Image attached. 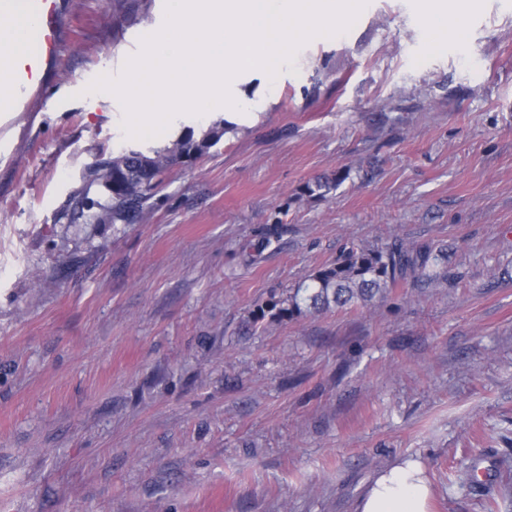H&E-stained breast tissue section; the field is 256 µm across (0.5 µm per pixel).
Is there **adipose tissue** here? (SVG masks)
I'll use <instances>...</instances> for the list:
<instances>
[{
  "label": "adipose tissue",
  "mask_w": 512,
  "mask_h": 512,
  "mask_svg": "<svg viewBox=\"0 0 512 512\" xmlns=\"http://www.w3.org/2000/svg\"><path fill=\"white\" fill-rule=\"evenodd\" d=\"M471 0H418L428 47L465 42L460 18ZM433 490L421 462L406 459L381 470L360 497L356 512H430Z\"/></svg>",
  "instance_id": "adipose-tissue-1"
}]
</instances>
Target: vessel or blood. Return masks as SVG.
<instances>
[{
  "label": "vessel or blood",
  "instance_id": "1",
  "mask_svg": "<svg viewBox=\"0 0 512 512\" xmlns=\"http://www.w3.org/2000/svg\"><path fill=\"white\" fill-rule=\"evenodd\" d=\"M25 15L29 26L21 33L22 52L9 49L10 32H0V102L13 108L43 100L47 77L64 44L62 0H0V19Z\"/></svg>",
  "mask_w": 512,
  "mask_h": 512
}]
</instances>
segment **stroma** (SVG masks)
Here are the masks:
<instances>
[{"label": "stroma", "mask_w": 512, "mask_h": 512, "mask_svg": "<svg viewBox=\"0 0 512 512\" xmlns=\"http://www.w3.org/2000/svg\"><path fill=\"white\" fill-rule=\"evenodd\" d=\"M165 0H71L47 90L0 153V512H355L419 460L432 512H512V0L429 49L369 0L242 123L183 115L135 224L73 223L96 162L149 152L83 77ZM335 189L316 191L323 180ZM447 253L368 305L288 313L344 247Z\"/></svg>", "instance_id": "1"}]
</instances>
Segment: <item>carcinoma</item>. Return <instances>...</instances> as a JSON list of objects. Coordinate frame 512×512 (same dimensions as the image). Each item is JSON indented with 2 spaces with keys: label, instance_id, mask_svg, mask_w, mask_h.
Instances as JSON below:
<instances>
[{
  "label": "carcinoma",
  "instance_id": "cac0c4a2",
  "mask_svg": "<svg viewBox=\"0 0 512 512\" xmlns=\"http://www.w3.org/2000/svg\"><path fill=\"white\" fill-rule=\"evenodd\" d=\"M219 133L211 131L200 142L178 141L171 147L152 150L121 152L104 161L108 173L102 175L101 185L111 192L105 199L86 197L79 201V216L98 224H133L142 221L145 214V191L138 188L143 180H151L152 167L162 173L172 158L179 155L201 154ZM448 259L443 251L429 248H408L396 241L381 247H350L342 251L336 262L316 271L310 284L300 287L304 295H294L288 313L300 310V302L314 308L330 304L345 306L354 300L369 301L375 295L385 294L400 282L428 281L437 277L434 268Z\"/></svg>",
  "mask_w": 512,
  "mask_h": 512
}]
</instances>
